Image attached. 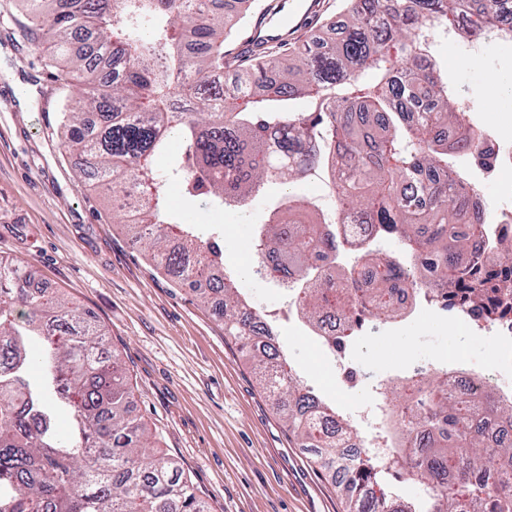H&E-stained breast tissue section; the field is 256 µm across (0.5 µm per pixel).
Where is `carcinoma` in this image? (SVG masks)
Masks as SVG:
<instances>
[{"instance_id":"obj_1","label":"carcinoma","mask_w":512,"mask_h":512,"mask_svg":"<svg viewBox=\"0 0 512 512\" xmlns=\"http://www.w3.org/2000/svg\"><path fill=\"white\" fill-rule=\"evenodd\" d=\"M48 45L52 78L69 88L67 148L85 163L122 214L131 239L210 304L221 297L224 331L247 349L262 390L321 467L338 469L350 512H512V403L486 388L473 401L448 391V373L424 380L403 407L400 445L381 458L345 453L354 426L303 387L276 359L273 331L257 329L248 302L224 285V250L195 225L168 220V185L243 207L269 183L318 172L337 198L326 216L291 193L260 225L258 269L271 249L293 269L302 311L322 343L327 294L339 285L336 251L353 244L342 225L361 216L377 237L406 241L414 269L391 265L346 325L380 322L401 284L423 299L470 289L512 295V240L492 241L488 221L467 208L481 194L460 166L482 163L489 132L470 123L422 32L455 29L512 41V0H343V20L318 46H254L239 61L224 8L203 0H26ZM489 19L475 31L460 23ZM119 56L113 79L96 60ZM234 84L215 85L224 70ZM180 145L167 171L157 157ZM485 239L482 251L475 241ZM27 267L0 258V512H207L192 482L155 448L129 410L132 386L90 311L54 292L25 287ZM70 429L62 432L56 409ZM410 473L424 485L418 505L366 487Z\"/></svg>"}]
</instances>
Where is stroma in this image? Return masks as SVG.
Masks as SVG:
<instances>
[{
	"mask_svg": "<svg viewBox=\"0 0 512 512\" xmlns=\"http://www.w3.org/2000/svg\"><path fill=\"white\" fill-rule=\"evenodd\" d=\"M306 2V15L288 19L289 39H321L340 18L341 0ZM2 29L9 37L0 38V256L33 270L39 288L95 314L130 377L133 416L184 469L210 512H348L335 477L289 432L213 307L129 239L100 191L83 188L80 160L60 127L67 92L51 79L41 35L17 0H0ZM431 50L458 98L471 103V121L512 146V43L492 38L477 47L438 33ZM168 192L174 217L220 236L237 288L272 322L304 383L343 412L388 406L400 377L416 370L434 376L459 359L498 383L500 342L425 303L356 336L339 374L297 318L287 289L255 271L256 227L282 187L268 185L246 207L221 210L209 198L187 197L179 184Z\"/></svg>",
	"mask_w": 512,
	"mask_h": 512,
	"instance_id": "obj_1",
	"label": "stroma"
}]
</instances>
